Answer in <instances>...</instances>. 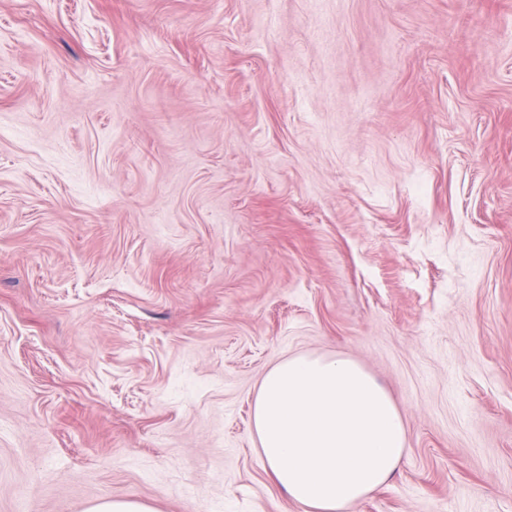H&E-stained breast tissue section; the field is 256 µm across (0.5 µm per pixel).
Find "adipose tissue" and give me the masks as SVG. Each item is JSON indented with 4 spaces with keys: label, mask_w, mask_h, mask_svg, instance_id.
<instances>
[{
    "label": "adipose tissue",
    "mask_w": 512,
    "mask_h": 512,
    "mask_svg": "<svg viewBox=\"0 0 512 512\" xmlns=\"http://www.w3.org/2000/svg\"><path fill=\"white\" fill-rule=\"evenodd\" d=\"M259 459L307 512H347L407 456L389 393L344 356L294 355L270 368L253 405Z\"/></svg>",
    "instance_id": "1"
}]
</instances>
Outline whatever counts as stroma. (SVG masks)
Returning a JSON list of instances; mask_svg holds the SVG:
<instances>
[{"label":"stroma","instance_id":"obj_1","mask_svg":"<svg viewBox=\"0 0 512 512\" xmlns=\"http://www.w3.org/2000/svg\"><path fill=\"white\" fill-rule=\"evenodd\" d=\"M297 354L404 421L349 512H512V0H0V512H305ZM90 512H154L143 502L130 500H112L97 504L89 509Z\"/></svg>","mask_w":512,"mask_h":512}]
</instances>
